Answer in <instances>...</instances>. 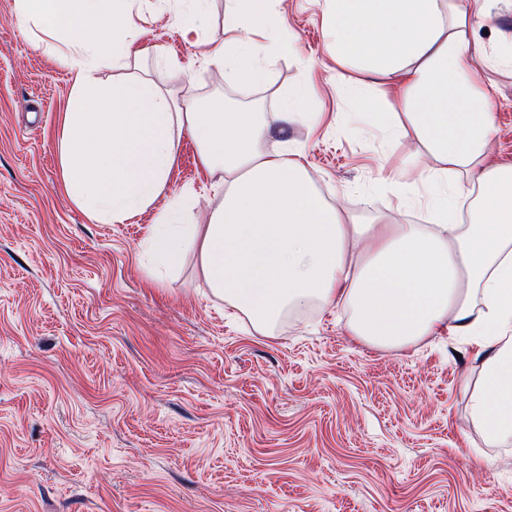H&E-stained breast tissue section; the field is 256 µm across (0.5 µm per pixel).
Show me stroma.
Masks as SVG:
<instances>
[{"label": "stroma", "mask_w": 512, "mask_h": 512, "mask_svg": "<svg viewBox=\"0 0 512 512\" xmlns=\"http://www.w3.org/2000/svg\"><path fill=\"white\" fill-rule=\"evenodd\" d=\"M271 7L292 51L266 84L235 88L182 41L165 0H138L140 74L176 99L267 113L308 85L320 123L288 138L327 201L364 222L423 216L390 208L383 184L399 149L378 126L399 101L337 66L322 0ZM490 10L473 83L494 113L489 156L512 165V0ZM71 87L0 0V512H512V446L486 448L469 415L464 381L486 356L474 339L372 347L336 308L262 336L209 296L193 248L147 282L149 216L98 224L62 192ZM170 186L196 191L190 218L206 223L212 181L190 136Z\"/></svg>", "instance_id": "stroma-1"}]
</instances>
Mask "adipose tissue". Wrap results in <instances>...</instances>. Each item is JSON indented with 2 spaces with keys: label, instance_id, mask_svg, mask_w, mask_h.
Segmentation results:
<instances>
[{
  "label": "adipose tissue",
  "instance_id": "1",
  "mask_svg": "<svg viewBox=\"0 0 512 512\" xmlns=\"http://www.w3.org/2000/svg\"><path fill=\"white\" fill-rule=\"evenodd\" d=\"M269 0H225L233 49L210 44L206 61L228 85H259L290 48ZM488 0H323L325 40L337 64L399 96L404 121L385 120L389 144L411 143L385 182L398 205L426 193L429 221L362 224L328 204L312 184L291 127L313 123L307 87L272 113L176 104L132 73L142 53L130 33L133 0H15L38 41L73 76L57 139L62 188L90 220L151 222L145 248L152 282L198 251L210 294L262 336L288 315L336 306L348 330L380 348H403L440 332L476 338L486 352L469 392L470 417L487 446L512 445V165L486 162L490 108L473 91L480 45L469 35ZM263 41H256V33ZM125 70L103 85L93 75ZM220 194L207 223L190 222L193 196L173 192L182 134ZM426 146L434 167L418 166Z\"/></svg>",
  "mask_w": 512,
  "mask_h": 512
}]
</instances>
